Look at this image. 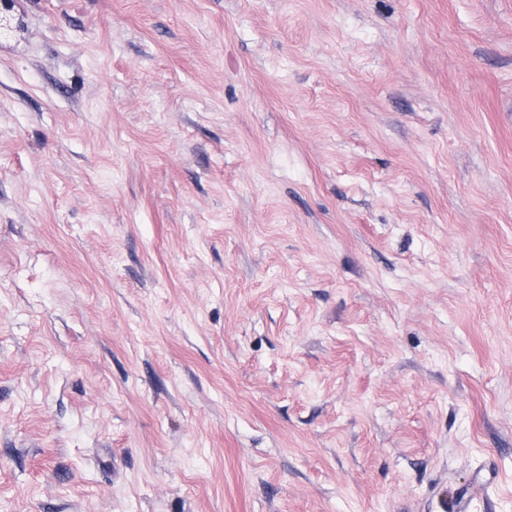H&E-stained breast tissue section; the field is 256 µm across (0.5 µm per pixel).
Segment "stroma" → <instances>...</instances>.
<instances>
[{
    "label": "stroma",
    "instance_id": "obj_1",
    "mask_svg": "<svg viewBox=\"0 0 512 512\" xmlns=\"http://www.w3.org/2000/svg\"><path fill=\"white\" fill-rule=\"evenodd\" d=\"M0 512H512V0H15Z\"/></svg>",
    "mask_w": 512,
    "mask_h": 512
}]
</instances>
